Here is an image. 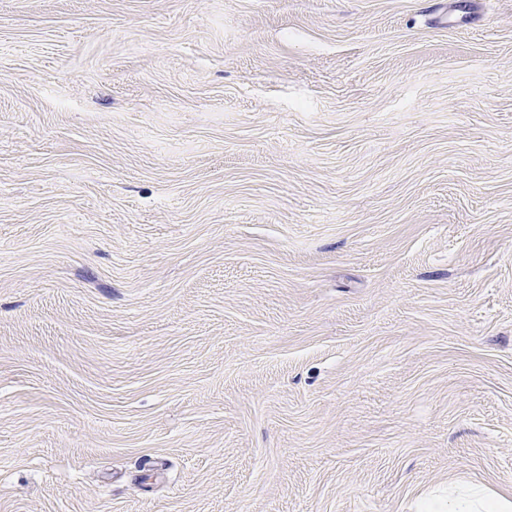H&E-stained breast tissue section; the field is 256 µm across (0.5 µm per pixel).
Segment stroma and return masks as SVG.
I'll return each instance as SVG.
<instances>
[{
    "label": "stroma",
    "instance_id": "1",
    "mask_svg": "<svg viewBox=\"0 0 512 512\" xmlns=\"http://www.w3.org/2000/svg\"><path fill=\"white\" fill-rule=\"evenodd\" d=\"M0 0V512L512 490V0Z\"/></svg>",
    "mask_w": 512,
    "mask_h": 512
}]
</instances>
